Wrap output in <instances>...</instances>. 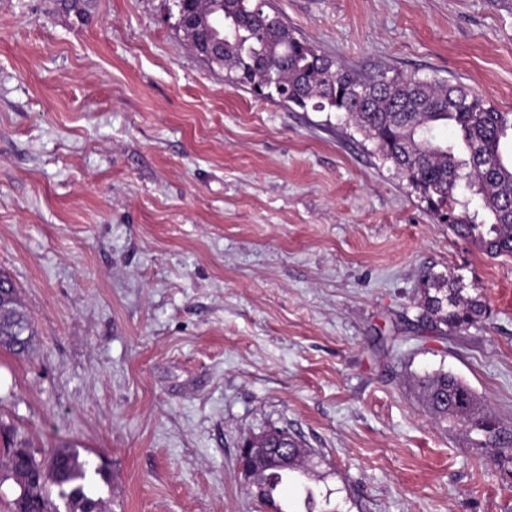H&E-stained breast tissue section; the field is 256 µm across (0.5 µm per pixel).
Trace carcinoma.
Here are the masks:
<instances>
[{
  "label": "carcinoma",
  "mask_w": 512,
  "mask_h": 512,
  "mask_svg": "<svg viewBox=\"0 0 512 512\" xmlns=\"http://www.w3.org/2000/svg\"><path fill=\"white\" fill-rule=\"evenodd\" d=\"M253 2L185 0L189 12L210 15L221 9L224 15V24L184 36L187 47L204 57L203 43L224 33L223 55L210 64L223 69L231 84L303 110L345 114L459 238L491 258L512 256V112L500 111L462 84L385 73L366 78L296 37L279 16L252 12ZM426 308L456 326L484 313L481 303L456 292L448 295V312L436 296L428 298ZM34 336L15 286L0 272V349L24 356ZM418 385L436 422L486 430L490 416L455 374L441 369ZM308 466L303 449L273 466L252 457L261 503L284 512L275 494L298 482L306 512H316V492L300 482ZM95 476L107 480L103 465L74 447L54 448L39 460L24 440L14 438L0 460V485L10 481L15 488L11 512H60L62 507L97 512V501L88 495Z\"/></svg>",
  "instance_id": "obj_1"
}]
</instances>
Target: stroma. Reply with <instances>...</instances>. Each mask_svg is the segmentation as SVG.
I'll use <instances>...</instances> for the list:
<instances>
[{
  "instance_id": "stroma-1",
  "label": "stroma",
  "mask_w": 512,
  "mask_h": 512,
  "mask_svg": "<svg viewBox=\"0 0 512 512\" xmlns=\"http://www.w3.org/2000/svg\"><path fill=\"white\" fill-rule=\"evenodd\" d=\"M357 72L512 112L495 0H266ZM172 0H0V270L36 336L0 350V448L89 449L99 512H260L238 445L285 427L339 512H512V458L434 423L460 376L512 434V258L453 234L338 112L256 97ZM485 308L453 327L437 285Z\"/></svg>"
}]
</instances>
